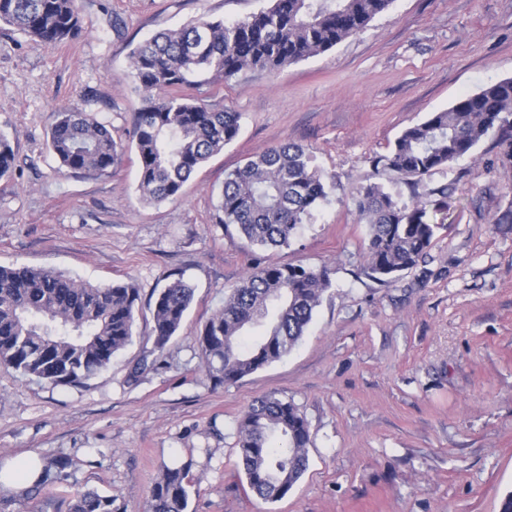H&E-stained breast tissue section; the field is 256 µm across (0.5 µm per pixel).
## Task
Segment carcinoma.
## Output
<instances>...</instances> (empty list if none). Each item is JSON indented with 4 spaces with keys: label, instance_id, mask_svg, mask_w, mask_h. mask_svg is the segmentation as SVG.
<instances>
[{
    "label": "carcinoma",
    "instance_id": "1",
    "mask_svg": "<svg viewBox=\"0 0 512 512\" xmlns=\"http://www.w3.org/2000/svg\"><path fill=\"white\" fill-rule=\"evenodd\" d=\"M269 5L233 22L200 15L157 32L131 53V74L144 95L123 145L90 113H58L49 146L60 167L105 174L126 153L138 162V188L148 203L175 200L184 185L240 130V113L198 97L203 88L246 69L275 72L326 52L361 32L394 0H268ZM0 24L48 46L82 32L75 0H0ZM495 135L512 161V78L466 94L449 108L406 128L385 155L370 159L372 175L352 187L358 216L369 226L365 251L369 277L389 285L418 267L452 208L448 186L429 188L410 205L380 176L391 173L420 183L472 155ZM16 155L0 133V178L15 169ZM334 186L311 165L309 149L283 143L249 156L228 173L216 223L233 225L252 247L289 244L297 227ZM326 268L270 260L224 296L199 331L205 370L215 384L236 382L279 360L304 336L325 291ZM194 288L178 277L154 299L152 352L163 353L180 328ZM140 294L134 284H92L37 267L0 266V365L55 385H80L112 364L135 333ZM265 331L252 342L249 331ZM309 425L291 401L272 395L243 414L236 447L249 489L265 501L291 491L308 467ZM191 464L162 468L145 512H186ZM110 496L77 494L68 512H113Z\"/></svg>",
    "mask_w": 512,
    "mask_h": 512
}]
</instances>
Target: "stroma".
<instances>
[{"label": "stroma", "instance_id": "stroma-1", "mask_svg": "<svg viewBox=\"0 0 512 512\" xmlns=\"http://www.w3.org/2000/svg\"><path fill=\"white\" fill-rule=\"evenodd\" d=\"M266 0H76L82 36L49 47L0 26V133L17 169L0 179V265L133 281L136 334L81 386L0 367V465L67 460L40 492L0 489V512H67L73 493L141 512L163 466L190 463L187 512H498L512 491V165L495 138L437 172L455 211L418 268L383 285L365 272L368 226L349 198L407 127L460 96L512 77V0H394L359 34L270 73L203 88L240 113V130L180 198L147 204L126 156L104 175L59 169L49 131L76 107L128 138L142 94L133 49L206 13L227 21ZM308 147L336 183L288 248L250 247L215 221L217 194L244 158ZM273 259L327 267L332 280L305 335L280 360L217 385L197 336L224 293ZM195 290L156 368L129 382L152 349L150 307L175 274ZM293 401L311 431L309 466L283 499L249 492L236 447L245 410Z\"/></svg>", "mask_w": 512, "mask_h": 512}]
</instances>
